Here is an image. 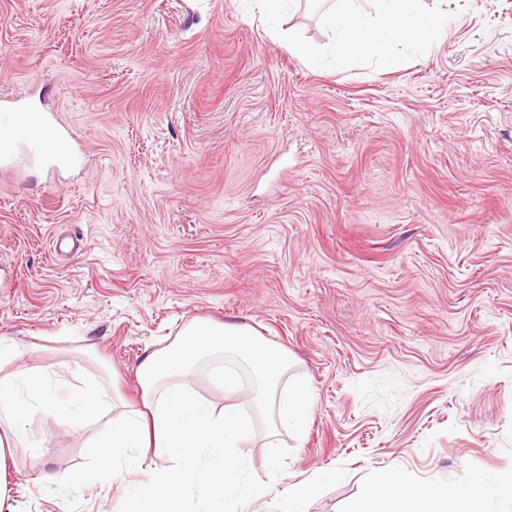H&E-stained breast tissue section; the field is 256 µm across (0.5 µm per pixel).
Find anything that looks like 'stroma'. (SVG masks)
I'll use <instances>...</instances> for the list:
<instances>
[{
    "mask_svg": "<svg viewBox=\"0 0 512 512\" xmlns=\"http://www.w3.org/2000/svg\"><path fill=\"white\" fill-rule=\"evenodd\" d=\"M250 0H0V96L40 83L81 166L0 178V341L139 405L135 370L195 318L287 352L311 392L272 431L208 368L189 380L248 416L257 512L280 468L305 512H352L387 471L481 479L512 512V0H422L449 25L396 63L312 66L314 7L281 27ZM78 252L54 258L52 236ZM8 468L16 512H117L119 480L68 489L85 434L45 418Z\"/></svg>",
    "mask_w": 512,
    "mask_h": 512,
    "instance_id": "obj_1",
    "label": "stroma"
}]
</instances>
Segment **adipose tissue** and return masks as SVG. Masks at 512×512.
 Here are the masks:
<instances>
[{"label": "adipose tissue", "mask_w": 512, "mask_h": 512, "mask_svg": "<svg viewBox=\"0 0 512 512\" xmlns=\"http://www.w3.org/2000/svg\"><path fill=\"white\" fill-rule=\"evenodd\" d=\"M323 2L327 50L341 66L361 57L383 59L398 40L429 41L445 25L442 15L421 13L419 0H377L372 13L365 0ZM22 356L21 349L0 343V512L7 501L4 475L12 450L31 444L39 411L83 432L107 407L102 385L80 377L50 382L49 370L18 368ZM205 363L228 395L238 393L243 376H250L253 406L269 414L273 429L296 433L303 428L307 385L293 382L286 393L278 391L289 367L285 352L253 337L249 327L192 321L139 365L141 408L122 411L102 435L88 441L94 450L92 478L125 476V512H187L188 496L196 501L194 512H245L264 494V486L247 476L241 454L252 434L250 419L216 408L189 388V377ZM149 458H174L178 465L153 473L148 482L137 481ZM355 512H486V490L477 479L432 487L406 483L390 472L365 487Z\"/></svg>", "instance_id": "obj_1"}]
</instances>
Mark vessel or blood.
<instances>
[{"mask_svg": "<svg viewBox=\"0 0 512 512\" xmlns=\"http://www.w3.org/2000/svg\"><path fill=\"white\" fill-rule=\"evenodd\" d=\"M82 154L54 113L38 111L25 99H0L1 176L13 173L26 161H40L53 168L74 167Z\"/></svg>", "mask_w": 512, "mask_h": 512, "instance_id": "b4317fda", "label": "vessel or blood"}]
</instances>
